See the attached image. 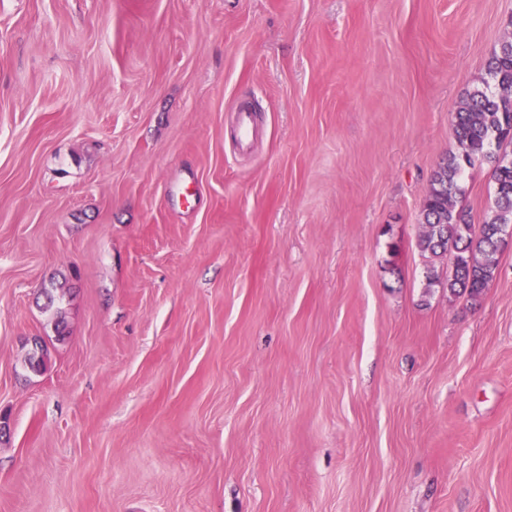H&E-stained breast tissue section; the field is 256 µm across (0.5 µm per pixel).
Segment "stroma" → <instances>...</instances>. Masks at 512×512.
Instances as JSON below:
<instances>
[{
	"label": "stroma",
	"mask_w": 512,
	"mask_h": 512,
	"mask_svg": "<svg viewBox=\"0 0 512 512\" xmlns=\"http://www.w3.org/2000/svg\"><path fill=\"white\" fill-rule=\"evenodd\" d=\"M511 36L512 0H0V512H512V241L475 301L418 248Z\"/></svg>",
	"instance_id": "35a3bbf8"
}]
</instances>
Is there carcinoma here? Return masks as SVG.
Here are the masks:
<instances>
[{
	"label": "carcinoma",
	"mask_w": 512,
	"mask_h": 512,
	"mask_svg": "<svg viewBox=\"0 0 512 512\" xmlns=\"http://www.w3.org/2000/svg\"><path fill=\"white\" fill-rule=\"evenodd\" d=\"M483 88L463 99L454 116L459 151L448 155L434 173L422 209L418 247L432 258L451 261L446 287L452 294L476 297L494 278L498 237L512 225V159L501 152L512 145V37L487 62ZM492 164L494 204L480 225L457 205L465 169L475 162Z\"/></svg>",
	"instance_id": "1"
}]
</instances>
